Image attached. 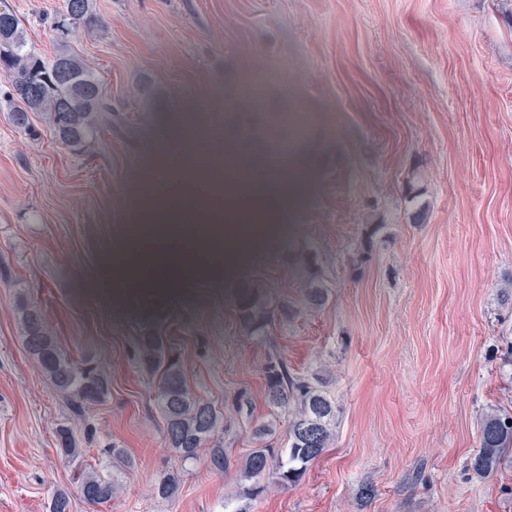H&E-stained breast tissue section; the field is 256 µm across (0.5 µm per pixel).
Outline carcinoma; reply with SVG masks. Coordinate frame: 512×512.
Instances as JSON below:
<instances>
[{
    "mask_svg": "<svg viewBox=\"0 0 512 512\" xmlns=\"http://www.w3.org/2000/svg\"><path fill=\"white\" fill-rule=\"evenodd\" d=\"M66 11L54 18V31L65 37L77 24L97 25L93 0H65ZM10 19L11 52L0 55V75L7 81L3 95L12 125L32 135L30 113L45 115L57 139L74 151L89 149L96 138L97 120L102 112L112 111L103 96L100 82L89 64L73 51L62 50L52 58L38 55L14 10L6 7ZM68 63L73 81L55 77L58 61ZM36 84L38 101L21 96L19 85ZM82 99L75 112H58L55 104L67 99ZM240 324L253 336L264 334L273 316L288 319L292 309L286 302L273 305L264 286L255 279H243L234 292ZM329 289L313 281L304 292L309 310L325 306ZM24 343L52 387L63 397L69 417L84 421L90 406L108 391L103 370L90 363L77 364L58 347L40 306L25 303L20 309ZM141 366L157 376L156 397L164 421L165 439L180 462L179 467L163 471L155 483V493L171 499L180 490L186 467L197 462L206 450V462L217 472L229 470L231 457L224 448V413L196 395L188 386L178 359L167 350L164 339L153 328H146L138 338ZM266 402L272 419L253 431L258 447L251 449L237 464L239 482L224 512H252V503L272 486L286 487L298 482L308 466L320 458L333 439L338 409L336 401L324 389L294 376L278 355L267 359L264 367ZM286 424L287 447L276 448L277 421ZM512 413L492 410L481 421L479 448L470 456L467 469L485 478L499 469L512 448ZM60 452L68 459L82 456L75 435L67 425L57 430ZM101 469H90L79 485L80 496L91 506L103 505L121 488V474L130 467L125 451L108 446Z\"/></svg>",
    "mask_w": 512,
    "mask_h": 512,
    "instance_id": "obj_1",
    "label": "carcinoma"
}]
</instances>
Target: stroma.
Returning a JSON list of instances; mask_svg holds the SVG:
<instances>
[{"label":"stroma","mask_w":512,"mask_h":512,"mask_svg":"<svg viewBox=\"0 0 512 512\" xmlns=\"http://www.w3.org/2000/svg\"><path fill=\"white\" fill-rule=\"evenodd\" d=\"M36 53L67 45L92 65L112 103L94 147L35 136L0 105V512H224L237 469L191 466L178 496L154 486L177 463L165 441L156 378L138 360L148 321L179 354L189 387L224 413L231 458L267 417L264 365L327 381L336 437L295 485L253 512H512V451L478 480L466 464L481 419L512 410V0H94L97 27L58 39L65 0H5ZM286 72L253 100L259 72ZM314 114L294 161L304 189L265 243L188 290L114 285L141 190L169 134L196 121L247 134L251 161L282 113ZM425 223L410 219L408 185ZM330 291L307 311L302 289ZM250 277L292 306L264 337L240 325L232 285ZM42 306L62 350L102 366L106 398L90 413L98 442L65 458L63 398L25 348L18 306ZM132 465L110 503L78 493L100 443ZM375 491L361 496L362 487Z\"/></svg>","instance_id":"stroma-1"}]
</instances>
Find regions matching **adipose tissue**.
<instances>
[{
  "label": "adipose tissue",
  "instance_id": "obj_1",
  "mask_svg": "<svg viewBox=\"0 0 512 512\" xmlns=\"http://www.w3.org/2000/svg\"><path fill=\"white\" fill-rule=\"evenodd\" d=\"M170 167L169 153H162L157 180L143 190L144 203L137 212L139 227L113 260V280L166 290L258 245L282 219L283 204L290 194L288 180L282 176L261 180L242 170L238 173L239 193L224 201V221L234 225L235 233L224 243L213 240L202 227L214 221V193L198 195L187 210L173 205L174 199L204 181L203 169L182 170L172 177ZM176 241L183 244L177 252L171 249Z\"/></svg>",
  "mask_w": 512,
  "mask_h": 512
}]
</instances>
